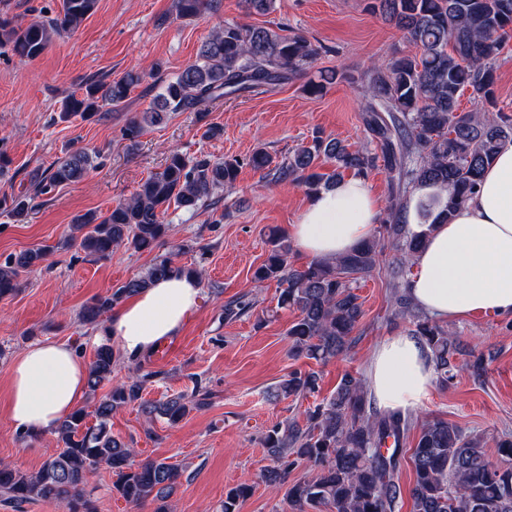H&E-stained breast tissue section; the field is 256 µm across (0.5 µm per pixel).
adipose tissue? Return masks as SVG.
<instances>
[{
  "instance_id": "1",
  "label": "adipose tissue",
  "mask_w": 512,
  "mask_h": 512,
  "mask_svg": "<svg viewBox=\"0 0 512 512\" xmlns=\"http://www.w3.org/2000/svg\"><path fill=\"white\" fill-rule=\"evenodd\" d=\"M380 204L365 179L353 177L311 196L291 237L310 258H330L371 238ZM411 232H427L407 284L413 302L448 319L478 312L512 317V145L485 169L474 195L444 224L423 228L409 214ZM199 281L186 275L159 280L121 303L98 331L129 361L176 335L198 302ZM88 368L57 341L28 346L11 364L8 409L21 432H53L86 394ZM434 367L428 348L401 334L381 343L370 366V392L389 410L416 408L429 393Z\"/></svg>"
}]
</instances>
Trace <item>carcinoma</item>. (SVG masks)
I'll list each match as a JSON object with an SVG mask.
<instances>
[{"instance_id":"obj_1","label":"carcinoma","mask_w":512,"mask_h":512,"mask_svg":"<svg viewBox=\"0 0 512 512\" xmlns=\"http://www.w3.org/2000/svg\"><path fill=\"white\" fill-rule=\"evenodd\" d=\"M96 6L97 0H63V13L48 21L23 26L0 19V42L10 44L21 58H36L55 38L80 26ZM216 7L217 0H176L181 19ZM372 8L417 49L414 55L393 57L385 68L367 76L363 112L375 148L351 151L340 140L318 132L311 143L277 165L262 147L249 162L310 193L339 182L345 171L365 177L383 168L388 205L379 237L335 259L295 268L288 263V237L273 231L266 258L253 278L276 282L278 306L298 312L287 330L292 356L327 362L351 347L363 317L352 283L387 265L395 316L411 318L410 335L429 349L446 385L454 378L459 357H468L466 363L476 374L483 369V357L474 348H464L447 326L416 310L406 293L414 257L427 236L409 231L407 209L416 187L432 186L439 193L416 204L420 223L447 221L475 193L484 167L512 144L511 114L499 112L490 118L459 111V98L466 91L482 106L495 104V65L503 42L512 38V0H373ZM321 51L291 30L226 22L202 42L194 63L164 82L157 106L127 122L124 139L134 147L145 127L171 112L196 111L203 119L201 107L211 101L273 88L300 76ZM338 78L334 69L320 70L307 80L304 91L318 96ZM140 82L141 74L133 71L110 82L90 81L65 99L59 119H89L103 108H118ZM96 159L88 149H76L48 175L37 177L36 186L46 191L78 181L96 168ZM323 162L334 166L331 173L317 171ZM239 167L233 157L191 160L172 150L163 170L146 179L130 199L104 215L76 216L70 241L97 259H107L121 247L151 252L164 245L169 230L164 215L170 205L198 210L214 189L235 183ZM0 210L22 223L29 202L3 195ZM50 252L48 246L28 249L0 263V299L17 294L20 275L40 267ZM174 273L201 276L198 269L177 264L171 254H158L144 274L85 304L79 320L97 325L115 305ZM116 362L111 344L96 347L88 369L91 395L112 381ZM158 375L143 372L138 365L126 380L95 400L93 410L76 408L55 430L57 448L37 471L27 473L0 462V493L13 502L47 500L67 512H97L85 486L103 468L112 474V488L128 503L138 507L151 502L156 504L154 512H171L169 500L183 477L182 466L165 459L136 461V449L113 436L110 427L113 413L135 403L145 415L171 425L207 405L210 393L198 381L189 393L143 400V392ZM319 389L316 372L296 369L269 395L307 397ZM90 417L95 419L92 425ZM414 430L412 512H512L511 435L494 442L492 457L483 436L456 423L433 419L419 424L408 411L377 410L363 380L349 373L340 378L334 393L305 411V423L287 420L267 432L264 443L272 465L261 480L283 494L290 512H399L403 488L396 474L403 446ZM300 464L313 468V474L290 479ZM252 490L247 481L227 489L218 512H238Z\"/></svg>"}]
</instances>
